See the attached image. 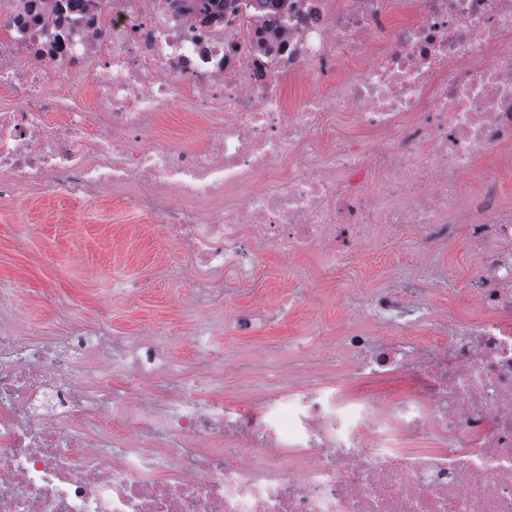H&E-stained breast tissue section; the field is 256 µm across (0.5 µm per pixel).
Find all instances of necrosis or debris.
Instances as JSON below:
<instances>
[{
  "label": "necrosis or debris",
  "instance_id": "4bbe7bcc",
  "mask_svg": "<svg viewBox=\"0 0 512 512\" xmlns=\"http://www.w3.org/2000/svg\"><path fill=\"white\" fill-rule=\"evenodd\" d=\"M0 87V196L138 187L191 303L267 252L481 250L480 317L409 350L420 283L379 291L353 312L394 338L293 384L259 351L256 400L201 399L153 327L0 331V512H512V0H0ZM156 132L162 139L177 141L185 145L194 143L191 130L182 112L162 113L156 126Z\"/></svg>",
  "mask_w": 512,
  "mask_h": 512
}]
</instances>
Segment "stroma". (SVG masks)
Listing matches in <instances>:
<instances>
[{"mask_svg": "<svg viewBox=\"0 0 512 512\" xmlns=\"http://www.w3.org/2000/svg\"><path fill=\"white\" fill-rule=\"evenodd\" d=\"M135 200L129 189L80 200L62 190L0 199V327L20 323L33 326L40 337L55 338L67 335L76 322L105 323L116 336L160 324L170 331L165 367L191 371L201 364L191 339L204 323L212 330L214 347L202 363L211 382L201 396L232 399L248 385L254 354L261 348L278 356L289 348L301 350L307 365L338 364L342 350L326 348L321 339L351 325L344 299L425 276L428 291L417 302L435 315L409 329L415 341L432 339L450 323L478 313L474 307L461 311L454 303L455 290L464 286L478 261L473 248L455 242L433 256L409 245L365 250L335 280L321 254L290 261L271 253L252 288L239 290L233 301L191 309L186 305L195 281L191 263ZM21 224L34 227L23 250L15 242ZM118 279H146L152 286L141 294L117 296L112 289ZM264 294L271 303L249 334H239V309Z\"/></svg>", "mask_w": 512, "mask_h": 512, "instance_id": "stroma-1", "label": "stroma"}]
</instances>
